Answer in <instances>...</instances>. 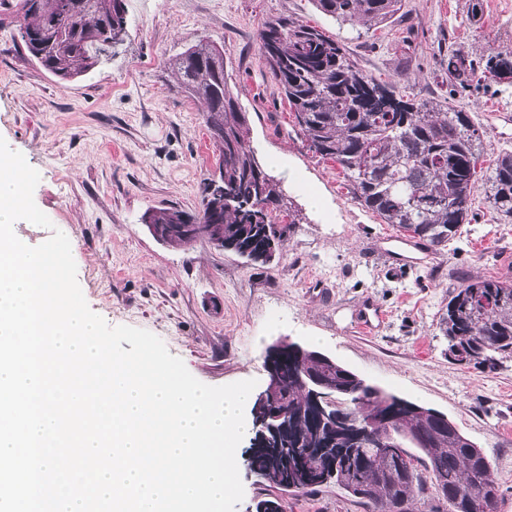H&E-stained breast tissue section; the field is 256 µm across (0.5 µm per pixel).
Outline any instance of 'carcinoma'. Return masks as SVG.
Instances as JSON below:
<instances>
[{"label":"carcinoma","instance_id":"1","mask_svg":"<svg viewBox=\"0 0 512 512\" xmlns=\"http://www.w3.org/2000/svg\"><path fill=\"white\" fill-rule=\"evenodd\" d=\"M340 25L372 27L401 9V0H314ZM0 25L21 17L23 49L46 72L68 80L100 63L109 45L123 41L126 0H0ZM259 53L293 112L308 151L336 163L360 205L430 247L447 245L469 220L476 166L485 151L472 118L449 101L398 95L362 72L338 39L300 20L279 17L259 32ZM187 97L203 101V117L219 150L224 196L204 184L200 208L150 211L152 223L168 229L192 221L210 224L220 212L224 249L266 264L268 246H283L291 225L276 224L277 183L248 144L247 113L224 69V49L208 39L188 46L172 61ZM449 95H469L484 82L512 86V50L486 56L448 45L440 59ZM493 213L512 218V152L499 154L485 181ZM448 359L467 368L494 371L512 357V282L469 278L455 288L440 319ZM313 372L331 396L327 414L316 412L312 390L300 376ZM277 390L265 428L252 418L246 450L250 468L264 472L268 487L304 495L334 485L362 500L372 512H495L501 493L490 460L450 429L431 408L402 403L362 386L359 375L338 363H321L314 351L282 350ZM391 437L420 442L379 448ZM311 448H324L315 455ZM407 454L405 463L401 454Z\"/></svg>","mask_w":512,"mask_h":512}]
</instances>
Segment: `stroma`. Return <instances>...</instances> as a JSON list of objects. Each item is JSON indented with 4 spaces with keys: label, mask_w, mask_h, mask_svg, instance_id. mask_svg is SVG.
Listing matches in <instances>:
<instances>
[{
    "label": "stroma",
    "mask_w": 512,
    "mask_h": 512,
    "mask_svg": "<svg viewBox=\"0 0 512 512\" xmlns=\"http://www.w3.org/2000/svg\"><path fill=\"white\" fill-rule=\"evenodd\" d=\"M127 35L112 56L72 81L16 53L0 28V138L40 174L37 207L51 228L15 224L35 247L52 230L71 243L90 309L109 325L147 330L210 386L266 384L264 356L279 340L321 351L372 385L437 410L488 456L512 512V357L494 372L449 362L438 329L467 277L512 281V222L494 219L484 188L471 223L424 263L389 254L399 231L349 194L335 162L309 152L258 51V31L287 16L339 38L359 68L410 90L448 98L440 50L455 42L487 54L512 49V0H484L480 25L466 0H403L387 23L339 26L313 0H126ZM209 39L224 47L230 84L250 117L249 145L277 182L291 231L269 264L208 242L155 239L149 210H198L218 170L202 107L168 66ZM409 82H402V75ZM484 132V171L512 152V90L452 99ZM290 512H368L328 486L289 497Z\"/></svg>",
    "instance_id": "35a3bbf8"
}]
</instances>
